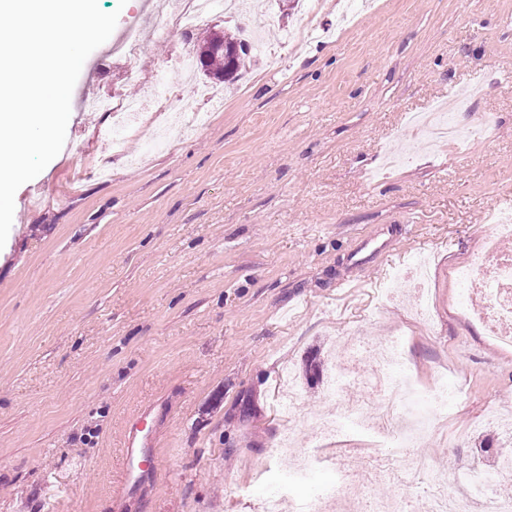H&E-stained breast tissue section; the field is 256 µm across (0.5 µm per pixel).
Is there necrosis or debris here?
Wrapping results in <instances>:
<instances>
[{
	"mask_svg": "<svg viewBox=\"0 0 512 512\" xmlns=\"http://www.w3.org/2000/svg\"><path fill=\"white\" fill-rule=\"evenodd\" d=\"M211 0H179L177 7L160 4L151 22L152 31L161 37L177 31H187L206 14ZM153 97L144 94L121 106L110 99L87 101L90 112H112L113 150H121L125 133L130 128L129 117L148 111ZM462 283L483 285L486 319L502 325L512 324V258L497 257L488 252L458 274ZM371 355L374 366L368 372L357 369L364 355ZM356 387L359 398H345L348 387ZM336 402L335 417L320 420L310 429L312 439L321 441L341 437L345 429H353L371 438L373 453L363 454L361 447L346 445L338 461L342 476L339 482L319 485L310 497L291 500L289 512H405L396 499L374 500L369 487L374 480L390 477L405 470L427 490L419 503L418 512H476L477 504L486 505L488 512H512V498L499 496L497 480L512 475V458L503 460L497 470L486 472L480 464L465 470L463 490L449 492L445 472L426 466L414 449L448 414V403L455 397L449 391L447 379H440L426 388L413 378L405 359L400 338L386 343H354L347 347L336 364L328 385ZM367 472H360L359 464Z\"/></svg>",
	"mask_w": 512,
	"mask_h": 512,
	"instance_id": "necrosis-or-debris-1",
	"label": "necrosis or debris"
}]
</instances>
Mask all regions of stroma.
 Returning a JSON list of instances; mask_svg holds the SVG:
<instances>
[{
    "mask_svg": "<svg viewBox=\"0 0 512 512\" xmlns=\"http://www.w3.org/2000/svg\"><path fill=\"white\" fill-rule=\"evenodd\" d=\"M157 0L118 11L85 60L61 152L15 194L0 248V512H266L291 418L327 413L335 354L401 337L421 385L459 399L417 449L462 470L512 446V347L459 303L489 209L512 211V0H322L306 45L269 36L199 97L174 63L261 14L218 8L149 36L139 64L173 106L209 113L139 164L113 155L97 93L135 97L112 52ZM467 87L476 135L436 156L409 114ZM299 386L295 416L280 379ZM149 410L158 465L124 487L126 421Z\"/></svg>",
    "mask_w": 512,
    "mask_h": 512,
    "instance_id": "obj_1",
    "label": "stroma"
}]
</instances>
